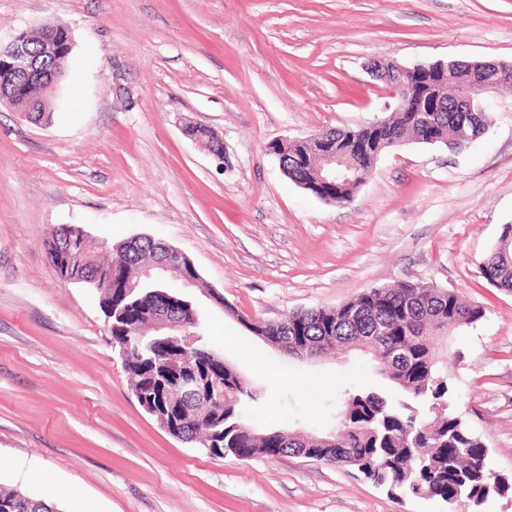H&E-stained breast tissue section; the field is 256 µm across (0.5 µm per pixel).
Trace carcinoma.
Returning a JSON list of instances; mask_svg holds the SVG:
<instances>
[{
    "label": "carcinoma",
    "instance_id": "carcinoma-1",
    "mask_svg": "<svg viewBox=\"0 0 512 512\" xmlns=\"http://www.w3.org/2000/svg\"><path fill=\"white\" fill-rule=\"evenodd\" d=\"M38 63L55 70L57 82L67 78L69 54L61 51L57 60L44 59L38 40L29 44ZM16 96L39 106L44 116L43 94L37 86L17 89ZM491 113L457 112L446 101L442 112H395L382 123L357 129L327 128L331 145L344 148L353 139H363L368 151L347 181L330 185L317 181L322 157L306 139L273 144L284 175L317 198H332L336 205L354 201L369 178L378 158L397 142L411 140L428 145H453L462 149L481 137L491 124ZM69 247L73 271L95 277L112 273V287L99 294L103 310H112V337H129L123 364L132 389L146 394V400L162 406L160 394L173 383L170 356L180 355L172 337L155 328L158 314L188 300L168 288L161 278H146L142 270L159 262L167 244L142 235L125 244L126 251L109 253L100 263L88 254L78 225H61L47 241L48 255L58 277L65 271L56 266V254ZM482 277L491 285L512 290V224H505L496 248L480 266ZM484 316L481 306L464 301L457 293L435 285L402 282L372 287L355 299L333 308L293 312L278 321L257 322L249 327L255 336L272 340H299L307 350L327 354L362 348L372 356L378 373L405 392L407 400L393 401L377 388L349 387L339 411L343 424L326 443L320 437H304L279 430L255 431L247 422L248 405L258 395L236 371L219 362L199 366L204 380L219 381L227 389L224 407L217 418L203 425L193 419L191 399L177 390L171 400L182 407L183 422L174 437L194 443L208 454L219 443L224 451L245 460L282 455L348 467L362 478L405 496H418L441 503L459 495L470 506L487 501L484 485L497 483L499 494L512 485L487 464L486 446L448 401V378L439 368L437 346L451 329L471 326ZM10 503V512H53L45 501L20 491L0 489V506Z\"/></svg>",
    "mask_w": 512,
    "mask_h": 512
}]
</instances>
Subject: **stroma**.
Listing matches in <instances>:
<instances>
[{"label":"stroma","mask_w":512,"mask_h":512,"mask_svg":"<svg viewBox=\"0 0 512 512\" xmlns=\"http://www.w3.org/2000/svg\"><path fill=\"white\" fill-rule=\"evenodd\" d=\"M46 26L69 31L81 94L48 122L0 106V487L56 512H446L344 467L214 457L170 436L138 404L96 293L53 272L45 241L63 224L190 257L199 286L168 285L264 390L248 412L259 430L328 434L342 392L377 377L360 351L291 359L243 319L406 281L480 305L449 340L450 400L512 480V291L480 274L512 224V88L485 135L390 149L346 206L297 187L268 150L388 118L369 62H512V0H0L1 41ZM188 124L222 135L223 159Z\"/></svg>","instance_id":"obj_1"}]
</instances>
